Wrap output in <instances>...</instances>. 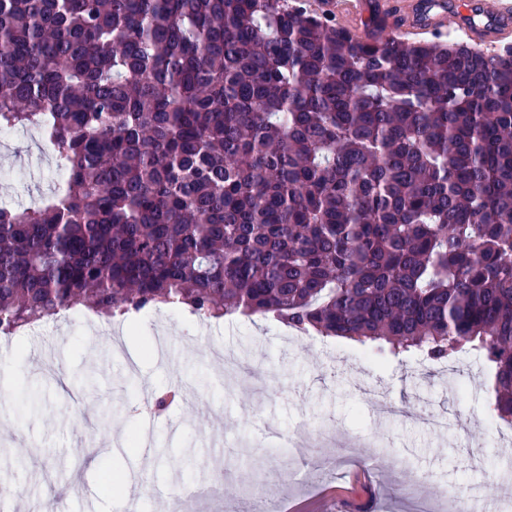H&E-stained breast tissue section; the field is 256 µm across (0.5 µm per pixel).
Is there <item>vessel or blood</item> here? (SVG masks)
I'll return each instance as SVG.
<instances>
[{
    "mask_svg": "<svg viewBox=\"0 0 512 512\" xmlns=\"http://www.w3.org/2000/svg\"><path fill=\"white\" fill-rule=\"evenodd\" d=\"M398 18L373 11L366 0H321L322 17L338 21L346 14L377 37L386 39L410 28L440 37L450 29L464 30L478 45L491 34L512 29V0H398Z\"/></svg>",
    "mask_w": 512,
    "mask_h": 512,
    "instance_id": "obj_1",
    "label": "vessel or blood"
}]
</instances>
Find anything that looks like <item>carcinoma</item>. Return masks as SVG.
I'll return each mask as SVG.
<instances>
[{"label": "carcinoma", "mask_w": 512, "mask_h": 512, "mask_svg": "<svg viewBox=\"0 0 512 512\" xmlns=\"http://www.w3.org/2000/svg\"><path fill=\"white\" fill-rule=\"evenodd\" d=\"M67 189L0 207V328L82 304L272 314L493 368L512 422V47L288 0H0V130Z\"/></svg>", "instance_id": "cac0c4a2"}]
</instances>
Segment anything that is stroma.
<instances>
[{
  "mask_svg": "<svg viewBox=\"0 0 512 512\" xmlns=\"http://www.w3.org/2000/svg\"><path fill=\"white\" fill-rule=\"evenodd\" d=\"M44 143L38 131L26 128L0 134V205L23 207L31 197H50L65 185L55 155L43 154ZM72 310L73 321L47 324L0 345V406L8 410L0 434L6 437L11 424H18L32 447L19 455L11 443H0V487L18 489L27 501L43 499L52 485L76 472L83 494L90 490L94 496L64 503L63 512H114L121 496L105 491L104 484L108 476L132 469L130 457L120 451L103 454L91 467L81 452L92 442L140 431L151 433L155 457L136 469L139 484L158 489L206 483L213 462L227 458L225 487L254 488L253 460L213 445L210 405L222 410L228 444L267 450V480L277 486V502L297 504L299 512H408L394 494L404 480L414 483L426 502L434 501L430 488L435 484L460 491L481 483L498 501L512 490V459L497 445L505 425L491 415L490 364L473 354L424 365L409 353L369 356L346 339L314 334L299 343L271 318L202 320L186 310L162 308L142 324H128L116 339L109 322L89 320L79 304ZM164 325L170 329L171 368L146 351ZM44 344L54 349L58 367L68 370L69 391L95 400V432L74 427L69 392L30 367L34 349ZM214 346L234 350L269 372L265 391L255 393L245 374L227 383L210 365L208 351ZM184 382L198 390L202 404L181 399L154 415L142 411V387L157 395ZM370 390L384 391L397 405L413 401L415 410L379 419L366 396ZM431 408L447 415V436L420 427V417ZM302 420L358 442L355 454L334 451L331 477L313 476V459H289L288 438ZM383 454L395 460V468L368 469V461ZM288 468L296 471V483L279 481V471Z\"/></svg>",
  "mask_w": 512,
  "mask_h": 512,
  "instance_id": "stroma-1",
  "label": "stroma"
}]
</instances>
